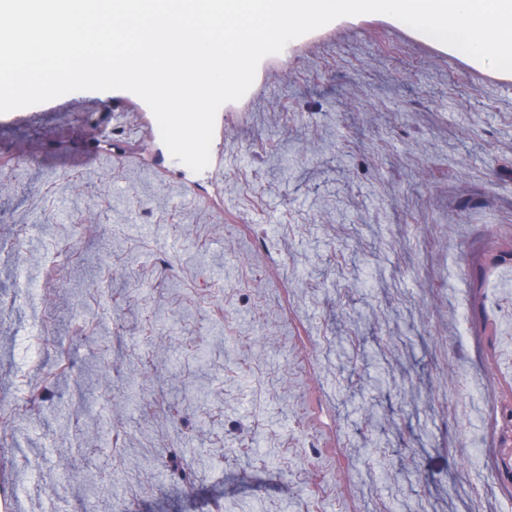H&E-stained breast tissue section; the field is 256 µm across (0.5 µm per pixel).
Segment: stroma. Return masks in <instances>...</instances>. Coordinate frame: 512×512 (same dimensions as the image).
<instances>
[{
	"label": "stroma",
	"mask_w": 512,
	"mask_h": 512,
	"mask_svg": "<svg viewBox=\"0 0 512 512\" xmlns=\"http://www.w3.org/2000/svg\"><path fill=\"white\" fill-rule=\"evenodd\" d=\"M440 48L291 41L201 172L125 90L0 119V512H512V73ZM496 433V447L511 448L512 458V402L510 405L508 402L501 404L499 418L496 419Z\"/></svg>",
	"instance_id": "obj_1"
}]
</instances>
